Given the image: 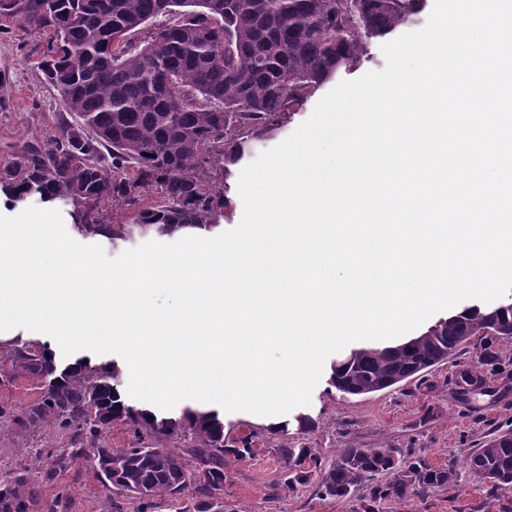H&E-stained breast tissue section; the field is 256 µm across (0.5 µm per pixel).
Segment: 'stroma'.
<instances>
[{
    "mask_svg": "<svg viewBox=\"0 0 512 512\" xmlns=\"http://www.w3.org/2000/svg\"><path fill=\"white\" fill-rule=\"evenodd\" d=\"M9 73L8 104L0 109V164L12 150L26 143L45 140L53 131L61 105L36 66L32 45L16 22H0V70ZM474 352L460 353L437 365L426 383L408 381L384 391L347 398L329 384L331 372L323 370L314 388L310 405L283 416H263L246 411L224 415L225 430L231 436L260 433L252 456L224 458V501L229 512H353V499L323 498L308 487L297 493L267 502L270 485L283 476L274 451L278 436L267 426L286 422L287 437L307 438L323 462H331L338 449L353 444L362 448L386 440L398 448L423 450L432 464L448 461L460 464L466 453L476 448L496 428L512 423V381L499 375L487 376L484 389L459 396L448 388L456 371L473 363ZM316 420L313 432L302 433L298 419ZM512 512V486L488 495L484 484L467 469L459 471L457 487L433 490L410 501L397 498L381 501L378 512Z\"/></svg>",
    "mask_w": 512,
    "mask_h": 512,
    "instance_id": "35a3bbf8",
    "label": "stroma"
}]
</instances>
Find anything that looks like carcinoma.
I'll return each mask as SVG.
<instances>
[{
    "label": "carcinoma",
    "instance_id": "cac0c4a2",
    "mask_svg": "<svg viewBox=\"0 0 512 512\" xmlns=\"http://www.w3.org/2000/svg\"><path fill=\"white\" fill-rule=\"evenodd\" d=\"M424 2L0 0V19L33 42L62 107L52 136L0 166V191L14 203L69 206L78 235L114 247L217 229L232 168L277 138L295 106L358 67L372 40L418 21ZM160 15L172 21L137 38ZM108 203L129 221L107 223ZM469 348L473 364L451 380L458 392L482 388L490 372L512 378V302L467 307L395 346L355 349L333 364L330 384L345 396L381 392ZM24 375L41 381L40 395L0 398V432L45 439L29 451L33 466L0 480V512H79L65 477L81 466L102 486V512H154L160 499L180 512H224V456L246 458L259 440L226 437L217 410L128 399L113 359L64 365L38 340L0 346V386ZM117 426L132 434L129 447H112ZM275 452L286 475L269 500L311 485L322 497L356 498L354 512H377L388 498L458 485L455 463L435 466L384 441L341 448L328 465L304 439ZM463 462L490 490L511 486L512 429ZM380 474L389 481L374 482Z\"/></svg>",
    "mask_w": 512,
    "mask_h": 512
}]
</instances>
